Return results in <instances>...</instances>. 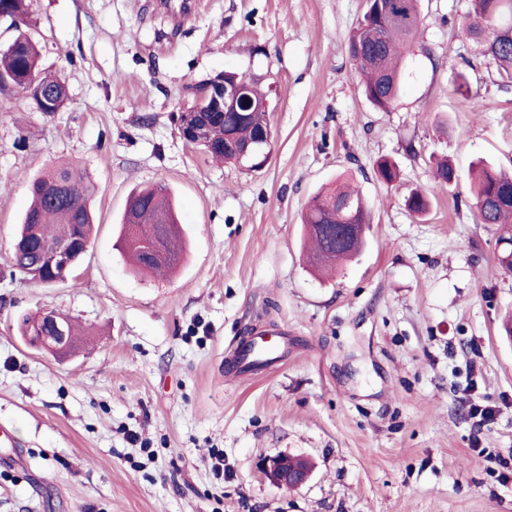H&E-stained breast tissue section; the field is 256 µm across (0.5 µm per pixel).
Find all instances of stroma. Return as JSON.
Segmentation results:
<instances>
[{
	"label": "stroma",
	"mask_w": 512,
	"mask_h": 512,
	"mask_svg": "<svg viewBox=\"0 0 512 512\" xmlns=\"http://www.w3.org/2000/svg\"><path fill=\"white\" fill-rule=\"evenodd\" d=\"M180 3L32 2L40 64L68 99L46 116L23 91L0 94V426L25 461L0 466V512H512V275L468 191L474 163L512 168V84L466 36L469 0H420L387 112L347 51L365 0ZM224 71L267 94L262 170L179 134L190 87ZM380 158L395 184L376 178ZM444 158L451 189L431 179ZM62 162L95 187L97 234L73 279L35 286L11 242L30 182ZM340 179L369 202L368 246L324 277L300 216ZM147 184L173 195L186 242L166 278L118 248ZM413 189L425 215L405 206ZM44 310L86 329L75 350L23 339L22 318ZM253 328L275 331L274 362L227 369ZM472 406L494 424L478 427ZM278 455L312 463L305 486L265 478Z\"/></svg>",
	"instance_id": "obj_1"
}]
</instances>
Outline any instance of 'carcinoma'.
<instances>
[{
    "label": "carcinoma",
    "mask_w": 512,
    "mask_h": 512,
    "mask_svg": "<svg viewBox=\"0 0 512 512\" xmlns=\"http://www.w3.org/2000/svg\"><path fill=\"white\" fill-rule=\"evenodd\" d=\"M419 0H375L366 10L348 40V54L356 70L363 76L364 93L372 106L388 111L396 101L401 85L405 49L418 30ZM11 21L14 36L0 47V82L6 80L22 90L35 86L45 95L43 112L59 111L68 94L62 80L40 72V49L29 36L30 0H0V15ZM467 34L481 46L482 54L497 66L502 84L512 83V36L495 27H512V0H471L466 14ZM229 83H242V97L250 104L247 121L236 123L233 117L211 116L203 142L200 144L214 160L229 162V147L235 143L255 142L261 125L269 123L265 108L266 96L255 83L234 72L224 73ZM380 181L391 185L399 171L394 162L380 158L375 162ZM474 187V205L479 223L497 226L501 245L500 264L512 272L508 257L512 256V176L496 166L479 162L470 171ZM438 186H455L458 174L447 160L440 161L432 171ZM65 184L71 194L61 198L53 194L58 184ZM32 202L23 215L12 252L13 267L19 272L41 258L49 246L67 242L81 249L90 244L93 231L91 188L83 174L71 164H59L37 177L30 185ZM405 205L415 214L428 211L427 197L412 191ZM135 224L141 239L129 236L128 227ZM167 188L152 184L141 189L131 200L123 218L120 249L131 257L144 273L161 275L175 269L181 261L178 241L182 231ZM323 224H370L368 203L356 186L343 184L314 196L303 217V231L311 244L310 263L317 271H326L335 263L357 254L365 245V236H358L348 248H336L321 233ZM166 230L164 250L173 261H152L142 245L157 230ZM23 336H50V325L32 316L20 322Z\"/></svg>",
    "instance_id": "obj_1"
}]
</instances>
